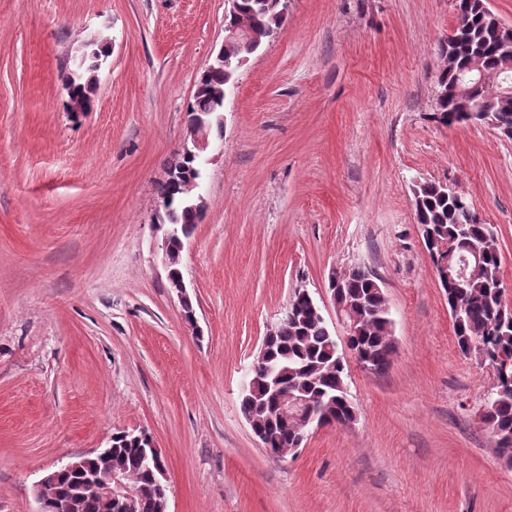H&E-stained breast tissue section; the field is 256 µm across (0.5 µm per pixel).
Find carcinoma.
Returning a JSON list of instances; mask_svg holds the SVG:
<instances>
[{
  "label": "carcinoma",
  "instance_id": "cac0c4a2",
  "mask_svg": "<svg viewBox=\"0 0 512 512\" xmlns=\"http://www.w3.org/2000/svg\"><path fill=\"white\" fill-rule=\"evenodd\" d=\"M239 22L248 25L259 46L278 37L285 28L288 0H238ZM456 25L453 35L440 47L443 69L437 75L438 93L431 119L444 126L473 121L489 122L504 135L512 137V95L500 96L484 86L470 85L469 100L487 104L485 112H469L465 99L456 93L461 77L473 59L483 60L485 69L502 72L512 82V70H503L512 60V29L496 21L487 0H455ZM229 64L204 71L201 90L188 106L191 115H205L224 109L226 72L237 73L238 63L255 54L251 47L233 45L225 50ZM102 53L84 56L82 64L69 77V99L91 106L89 74L97 70ZM160 206L172 213L175 234L169 239L173 274L181 272L183 239L190 236L199 215L186 208V182H159L156 187ZM416 223L429 256L445 244L448 251L461 246L480 255V264L471 267L466 279L441 283L448 300L457 345L464 355L475 354L494 372L493 397L483 414V422L496 438L497 452L512 465V309L503 301L501 256L492 227L477 213L465 195L441 184L423 182L412 191ZM336 302L345 307L352 324L347 346L375 373L386 371L394 351L393 321L383 288L367 268L355 266L336 276ZM290 304L300 309L295 319L281 317L275 325L268 348V365L278 375V383L289 391L313 398L324 414L341 411L356 420V408L350 400L345 381V359L340 356L336 339L325 320L311 307L309 292L298 291ZM271 380L263 374L252 376V390L244 393L241 408L264 434L267 448L274 454L289 452L302 425L294 417L277 413L270 391ZM144 440L125 434L112 439V468L125 471L132 481L146 487L135 512H160L168 497V487L157 485L153 473L141 466L139 449ZM77 512H120L95 496L77 499Z\"/></svg>",
  "mask_w": 512,
  "mask_h": 512
}]
</instances>
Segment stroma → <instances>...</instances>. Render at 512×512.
<instances>
[{
  "instance_id": "obj_1",
  "label": "stroma",
  "mask_w": 512,
  "mask_h": 512,
  "mask_svg": "<svg viewBox=\"0 0 512 512\" xmlns=\"http://www.w3.org/2000/svg\"><path fill=\"white\" fill-rule=\"evenodd\" d=\"M228 7L0 0V512H36L37 481L122 431L161 449L170 512H512L482 421L495 379L457 346L411 204L425 181L472 200L512 307V139L430 118L453 0H290L208 154L181 266L197 337L152 220ZM90 47L105 60L73 115ZM353 266L381 281L390 366L349 360L355 423L273 456L244 375L303 289L345 345L328 279ZM84 56V55H83ZM102 52H96L95 50L84 56L82 64L72 70L69 77V100L78 101L80 104H84L87 109L91 106V83L90 77L87 75L94 73L97 70V62L100 60Z\"/></svg>"
}]
</instances>
